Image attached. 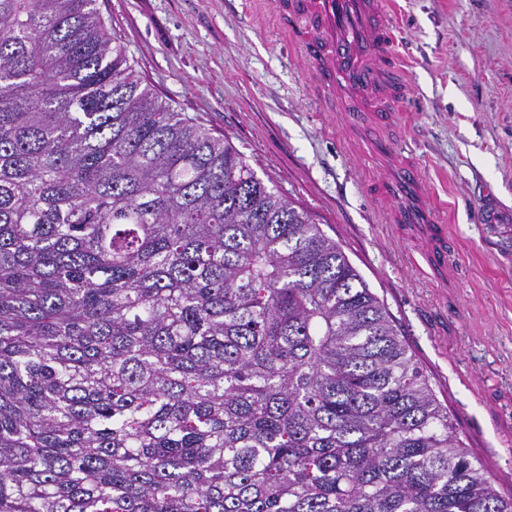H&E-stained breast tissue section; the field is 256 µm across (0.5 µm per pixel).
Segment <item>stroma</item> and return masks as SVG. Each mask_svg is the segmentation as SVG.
<instances>
[{
    "instance_id": "stroma-1",
    "label": "stroma",
    "mask_w": 512,
    "mask_h": 512,
    "mask_svg": "<svg viewBox=\"0 0 512 512\" xmlns=\"http://www.w3.org/2000/svg\"><path fill=\"white\" fill-rule=\"evenodd\" d=\"M409 100L394 132L446 225L437 282L387 221L375 162L324 111L311 71L254 0H96L129 63L176 111L226 136L309 213L398 322L464 447L512 496V0H389ZM497 198V223L481 221Z\"/></svg>"
}]
</instances>
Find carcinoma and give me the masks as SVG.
<instances>
[{
	"label": "carcinoma",
	"mask_w": 512,
	"mask_h": 512,
	"mask_svg": "<svg viewBox=\"0 0 512 512\" xmlns=\"http://www.w3.org/2000/svg\"><path fill=\"white\" fill-rule=\"evenodd\" d=\"M0 512H512L340 245L95 0H0Z\"/></svg>",
	"instance_id": "obj_1"
}]
</instances>
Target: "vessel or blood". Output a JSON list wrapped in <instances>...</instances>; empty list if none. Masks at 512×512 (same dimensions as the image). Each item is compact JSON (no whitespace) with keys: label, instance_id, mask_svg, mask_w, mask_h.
Masks as SVG:
<instances>
[{"label":"vessel or blood","instance_id":"obj_1","mask_svg":"<svg viewBox=\"0 0 512 512\" xmlns=\"http://www.w3.org/2000/svg\"><path fill=\"white\" fill-rule=\"evenodd\" d=\"M271 5L329 110L338 112L343 103H351L357 115L347 127L361 133V148L380 162L396 158L397 145L386 130L394 103L409 86L392 50L386 0H271ZM380 186L392 220L424 235L430 242L426 263L434 275L446 274V227L433 221L424 182L404 166Z\"/></svg>","mask_w":512,"mask_h":512}]
</instances>
